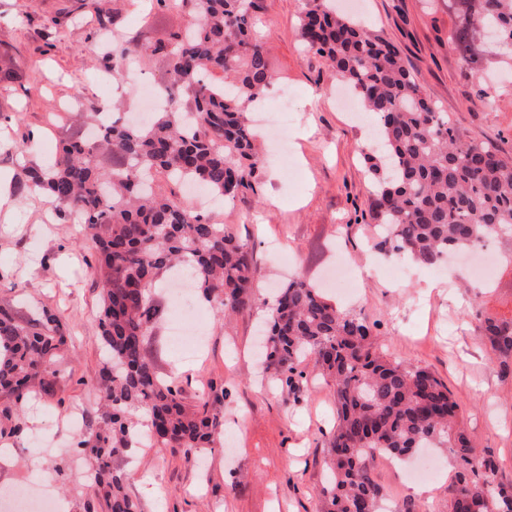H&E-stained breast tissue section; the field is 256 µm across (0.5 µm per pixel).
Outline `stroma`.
<instances>
[{"mask_svg": "<svg viewBox=\"0 0 512 512\" xmlns=\"http://www.w3.org/2000/svg\"><path fill=\"white\" fill-rule=\"evenodd\" d=\"M258 2L256 33L273 82L261 112L249 118L272 112L279 91H290L291 164L282 165L275 141L260 140L253 189L219 203L214 215L252 253L260 302L222 320L212 303L193 294L183 325L198 346L189 351L169 335V292L153 289L159 312L147 353L176 378L187 400L223 387L224 435L197 463L151 446L133 449L121 460L129 494L145 512H319L325 437L336 420L332 387L310 359L301 365L305 377L297 389L273 387L274 369L256 356L265 300L297 277L340 309L364 313L391 359L441 379L478 454L494 463V485L512 486V365H502L475 333L482 314L512 317V238L487 244L480 279L454 262L441 268L409 262L400 275L386 269L372 248L376 223L362 152L372 121L365 115L356 122L342 111V83L305 51L303 0ZM105 9L101 17L90 0H0V67L19 74L0 85V172L8 176L4 193L12 200L0 210V303L24 314L50 307L69 336L59 367L77 379L94 376L102 360L99 288L87 266L93 244L78 220L60 222L44 198L18 195L15 187L26 167L54 161L61 140L88 133L75 112L94 105H114L135 118L145 112L139 82L101 86L100 76L112 69L107 36L150 45L192 20L191 7H154L149 0H106ZM355 18L401 51L425 94L465 138L512 156V79L479 81L463 66L450 40L458 17L448 0H361ZM29 138L36 148L19 154ZM99 402V392L76 381L64 401L45 395L27 403L28 432L0 457V489L42 474L66 512H83L93 496L90 482L62 480L55 461L77 428L94 420ZM74 414L80 417L75 428ZM43 443L49 451H40ZM432 454L435 470L416 484L391 459H376L372 473L385 493V512H448L458 463L449 448Z\"/></svg>", "mask_w": 512, "mask_h": 512, "instance_id": "35a3bbf8", "label": "stroma"}]
</instances>
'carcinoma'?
<instances>
[{"label": "carcinoma", "mask_w": 512, "mask_h": 512, "mask_svg": "<svg viewBox=\"0 0 512 512\" xmlns=\"http://www.w3.org/2000/svg\"><path fill=\"white\" fill-rule=\"evenodd\" d=\"M335 0H305L299 34L307 50L330 63L374 120L381 153H364L372 185L375 246L424 267L452 251L512 237V157L488 143L464 140L448 114L424 94L399 50L336 13ZM198 26L147 46L128 39L112 54V74L131 61L164 53L171 99H188L143 125L112 120L94 140L62 142L54 164L31 167L18 192L37 188L59 206V219L81 218L94 243L89 268L100 287L98 326L103 358L81 383L104 394L94 425L79 434L77 453L108 512H142L119 465L145 428L154 445L193 461L220 443L224 388L197 403L167 380L145 354L157 313L150 299L174 264L192 268L193 283L221 316L259 302L252 257L231 227L209 213L155 191L153 176L196 182L215 199L252 188L257 170L245 104L272 80L266 50L254 35L258 0H181ZM459 23L450 39L462 63L483 75L478 31L512 40V0H454ZM266 361L281 385L298 387L312 357L332 384L336 427L328 437L331 479L325 512H379L382 490L372 477L378 455L403 460L418 448L446 446L459 463L448 512H512V488L490 491L495 467L481 458L458 420V405L432 372L386 358L362 313L343 312L305 280L288 282L267 306ZM476 335L512 358V318L487 314ZM68 343L47 306L24 318L0 304V439L24 433L22 412L41 393H64L71 375L58 368Z\"/></svg>", "instance_id": "carcinoma-1"}]
</instances>
